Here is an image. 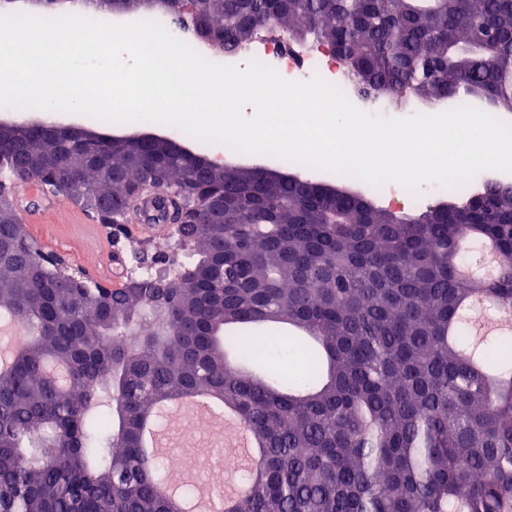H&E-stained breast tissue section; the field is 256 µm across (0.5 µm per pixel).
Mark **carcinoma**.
<instances>
[{
    "mask_svg": "<svg viewBox=\"0 0 512 512\" xmlns=\"http://www.w3.org/2000/svg\"><path fill=\"white\" fill-rule=\"evenodd\" d=\"M107 12L190 11L231 55L261 29L333 48L391 97L482 95L512 110V0H100ZM30 123L0 142V195L38 181L134 238L131 203L176 207L165 278L130 289L57 274L60 259L0 205V319L20 327L0 367V512H181L140 431L189 392L234 407L261 448L230 512H512V340L474 333L464 300L512 309V189L393 212L319 183L276 185L145 147ZM496 242L494 279L465 241ZM283 323L300 370L269 358Z\"/></svg>",
    "mask_w": 512,
    "mask_h": 512,
    "instance_id": "carcinoma-1",
    "label": "carcinoma"
}]
</instances>
